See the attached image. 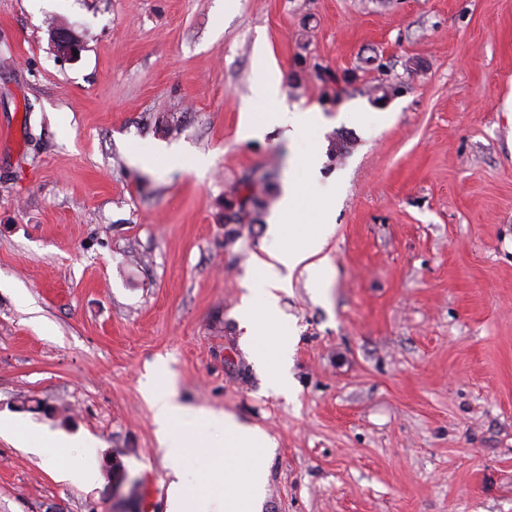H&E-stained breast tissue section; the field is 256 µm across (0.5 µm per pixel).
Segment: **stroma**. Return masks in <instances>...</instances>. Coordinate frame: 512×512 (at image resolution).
<instances>
[{
    "label": "stroma",
    "instance_id": "35a3bbf8",
    "mask_svg": "<svg viewBox=\"0 0 512 512\" xmlns=\"http://www.w3.org/2000/svg\"><path fill=\"white\" fill-rule=\"evenodd\" d=\"M260 44L308 139H239ZM316 142L333 277L281 294L286 398L236 311ZM250 186L268 208L225 223ZM160 360L276 439L265 512H512V0H0V415L112 459L73 486L0 436V512H165ZM50 39L56 56L63 61H72L78 56H74L73 50L80 52V46L69 37V31L65 27H52L50 29Z\"/></svg>",
    "mask_w": 512,
    "mask_h": 512
}]
</instances>
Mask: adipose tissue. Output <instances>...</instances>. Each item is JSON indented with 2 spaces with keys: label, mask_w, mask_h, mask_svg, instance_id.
Masks as SVG:
<instances>
[{
  "label": "adipose tissue",
  "mask_w": 512,
  "mask_h": 512,
  "mask_svg": "<svg viewBox=\"0 0 512 512\" xmlns=\"http://www.w3.org/2000/svg\"><path fill=\"white\" fill-rule=\"evenodd\" d=\"M256 57L263 75L239 127L240 139H260L282 126L286 137L296 140L318 127L317 109H288L268 50L258 48ZM321 162L322 150L315 146L300 171L289 172L267 229L272 241L287 240L288 248L253 259L247 292L237 312L251 360L264 371L269 384L283 392L290 389L291 336L278 293L288 288L295 274L306 275L319 290L326 288L332 275L325 247L335 228L336 199H305L296 188L299 181L317 180ZM141 387L153 413L158 443L171 461L166 512H262L267 458L275 438L232 413L181 403L173 385L159 383L154 376H145ZM0 433L35 454L59 480L84 486L99 471L95 441L61 432H36L16 419H0Z\"/></svg>",
  "instance_id": "1"
}]
</instances>
